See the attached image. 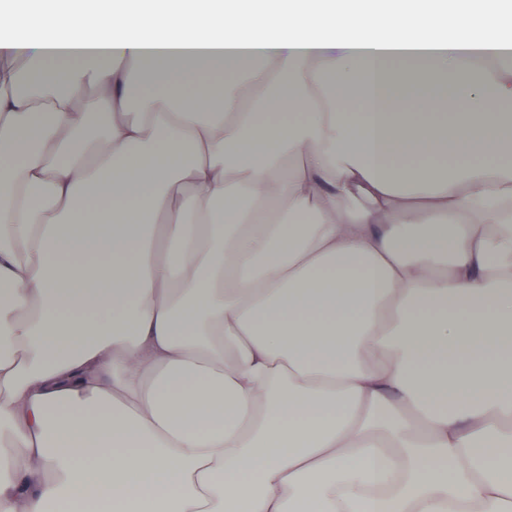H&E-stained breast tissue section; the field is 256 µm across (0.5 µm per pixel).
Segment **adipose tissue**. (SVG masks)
<instances>
[{"label":"adipose tissue","mask_w":512,"mask_h":512,"mask_svg":"<svg viewBox=\"0 0 512 512\" xmlns=\"http://www.w3.org/2000/svg\"><path fill=\"white\" fill-rule=\"evenodd\" d=\"M37 2L0 12V512H512V16Z\"/></svg>","instance_id":"obj_1"}]
</instances>
